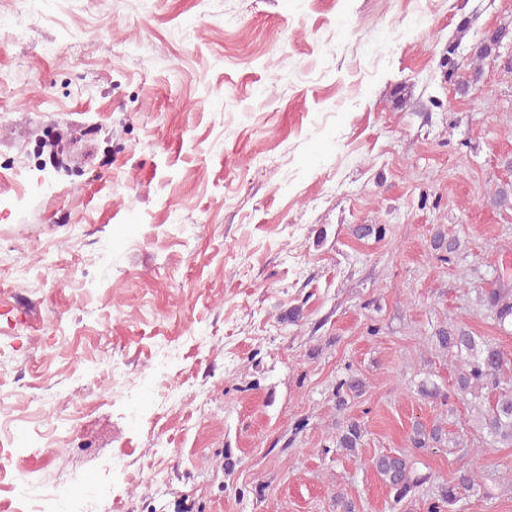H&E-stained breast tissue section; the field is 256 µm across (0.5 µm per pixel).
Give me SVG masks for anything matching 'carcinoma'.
Returning <instances> with one entry per match:
<instances>
[{"instance_id": "1", "label": "carcinoma", "mask_w": 512, "mask_h": 512, "mask_svg": "<svg viewBox=\"0 0 512 512\" xmlns=\"http://www.w3.org/2000/svg\"><path fill=\"white\" fill-rule=\"evenodd\" d=\"M502 43L496 39H481L473 45L469 63L458 58L460 43H448L444 67L448 68V80L457 89L466 91L481 74L484 61L496 56ZM435 247L439 261L450 264L455 261L459 241L437 236ZM489 318L503 329L512 325V284L500 283L499 287L481 298ZM435 344L460 363L456 380L457 392L469 395L477 407L476 421L481 431L498 443L512 445V388L505 387V374H512V357L495 343H477L475 337L461 329L443 328L434 334ZM363 380L354 372L347 371L336 379V408L342 410L348 397L359 394ZM364 430L356 421L349 422L335 436L336 447L352 450L362 445ZM413 448H437L448 441V429L441 424L426 428L418 423L408 436ZM374 467L393 493V502L400 504L419 492L427 496V512H449L450 507L465 495L481 487L477 471L461 470L454 479L437 488L432 476L421 470L420 461L405 454H381L373 461Z\"/></svg>"}]
</instances>
